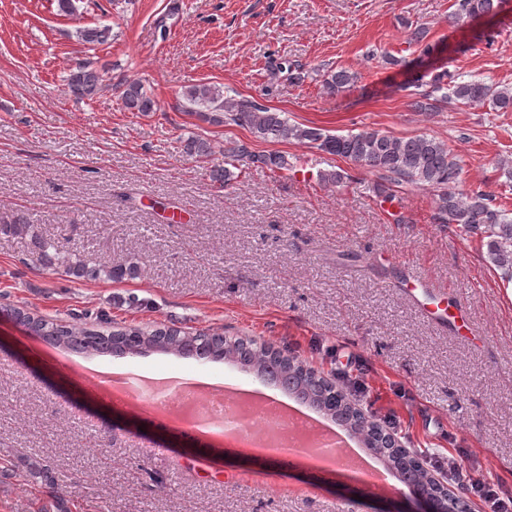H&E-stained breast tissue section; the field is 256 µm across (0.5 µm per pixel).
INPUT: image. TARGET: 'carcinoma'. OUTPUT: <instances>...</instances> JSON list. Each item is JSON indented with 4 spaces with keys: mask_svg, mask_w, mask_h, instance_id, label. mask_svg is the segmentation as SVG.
Segmentation results:
<instances>
[{
    "mask_svg": "<svg viewBox=\"0 0 512 512\" xmlns=\"http://www.w3.org/2000/svg\"><path fill=\"white\" fill-rule=\"evenodd\" d=\"M502 0H456L454 22L498 12ZM85 43H102L110 36V26L86 28L79 31ZM356 76L346 69L327 75L325 84L333 94L344 93L354 85ZM67 93L79 99H93L103 91V76L94 69L78 66L66 79ZM120 97L130 112L156 111L152 94L137 81L122 84ZM189 110L200 120L216 124L246 127L263 141L304 142L312 149L347 159L356 165L377 170L387 184L376 186L379 203L397 201L394 187L403 183L424 187L434 196L436 220L451 224L462 232L486 241L487 258L504 277L512 280V213L497 202L495 196L473 191L456 193L451 187L461 181L462 167L458 156L448 144L434 136L420 135L397 138L378 130L361 131L347 135L327 134L314 127H301L288 122L265 104L245 96H228L207 85L190 86L183 92ZM450 100L465 104H489L501 112L512 111V89L500 88L480 80L463 81L461 76L447 70L424 71L415 83L411 106L419 112L432 111ZM183 151L197 161L207 163L214 155L211 143L203 138L190 137L183 143ZM249 166L265 167L273 172L291 170L295 164L283 153H263L247 145L229 142L224 147V167L212 170L215 181L227 186L238 178L236 171ZM28 236L35 247L40 265L64 273L76 281L132 280L140 275V261L134 257L120 264L108 260L89 264L78 252L43 238L36 226L16 215L6 220L0 217V236ZM21 321L37 336H55L57 345L75 353L87 355H140L150 351L170 352L184 358L205 356L211 362L237 360L244 369H262L272 364L283 375L297 377L302 362L288 353L270 350L261 342L242 336L216 335L205 331L173 330L158 325L123 326L102 317L92 322L78 317L71 323H57L27 315L19 308L12 309ZM311 402L332 413L345 423L364 442L377 437L381 428L373 416L360 413L354 403L336 393V385L312 372L306 373L298 384ZM396 469L413 474L427 465L426 454L383 452Z\"/></svg>",
    "mask_w": 512,
    "mask_h": 512,
    "instance_id": "obj_1",
    "label": "carcinoma"
}]
</instances>
